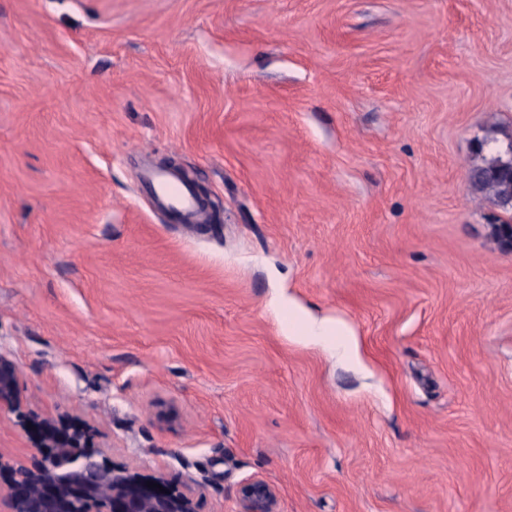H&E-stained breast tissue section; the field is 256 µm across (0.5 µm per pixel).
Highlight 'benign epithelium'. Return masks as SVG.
I'll use <instances>...</instances> for the list:
<instances>
[{
	"label": "benign epithelium",
	"mask_w": 512,
	"mask_h": 512,
	"mask_svg": "<svg viewBox=\"0 0 512 512\" xmlns=\"http://www.w3.org/2000/svg\"><path fill=\"white\" fill-rule=\"evenodd\" d=\"M501 246L512 248V225L494 224ZM16 368L0 357V409L20 410ZM37 434V461L6 462L0 456V480L7 482L8 512H197L193 496L162 476L145 477L116 466L92 445L80 426L51 418L31 419ZM153 482L165 488H150ZM242 512H279L277 489L262 479L240 485Z\"/></svg>",
	"instance_id": "obj_1"
}]
</instances>
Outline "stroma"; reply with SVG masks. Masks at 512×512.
Returning <instances> with one entry per match:
<instances>
[{
    "instance_id": "35a3bbf8",
    "label": "stroma",
    "mask_w": 512,
    "mask_h": 512,
    "mask_svg": "<svg viewBox=\"0 0 512 512\" xmlns=\"http://www.w3.org/2000/svg\"><path fill=\"white\" fill-rule=\"evenodd\" d=\"M511 138L512 0H0V456L65 417L198 512H512V215L468 180ZM150 182L158 203L176 217L178 224H198L195 191L190 182L179 181L164 171L155 172ZM21 404L16 368L13 363L0 357V411L6 407L18 412ZM238 497L242 512H279V493L265 480L253 479L241 484Z\"/></svg>"
}]
</instances>
